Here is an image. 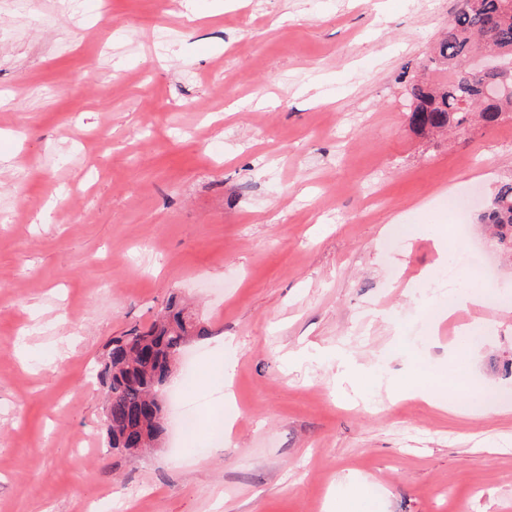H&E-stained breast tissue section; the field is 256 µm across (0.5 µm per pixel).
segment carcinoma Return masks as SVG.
I'll use <instances>...</instances> for the list:
<instances>
[{"label":"carcinoma","mask_w":512,"mask_h":512,"mask_svg":"<svg viewBox=\"0 0 512 512\" xmlns=\"http://www.w3.org/2000/svg\"><path fill=\"white\" fill-rule=\"evenodd\" d=\"M424 69L448 73L433 81L411 83V124L421 133L461 131L471 124L494 126L512 121V94L483 95L490 75L468 66L472 58L501 51L512 58V0H460ZM478 222L489 225L503 249L512 253V180L496 187ZM209 330L197 325L175 303L146 329H133L107 345V362L97 377L108 387L104 425L112 447L150 448L161 435L143 430L154 414L153 403L166 372H171L189 337Z\"/></svg>","instance_id":"carcinoma-1"}]
</instances>
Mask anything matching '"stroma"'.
Instances as JSON below:
<instances>
[{
	"label": "stroma",
	"mask_w": 512,
	"mask_h": 512,
	"mask_svg": "<svg viewBox=\"0 0 512 512\" xmlns=\"http://www.w3.org/2000/svg\"><path fill=\"white\" fill-rule=\"evenodd\" d=\"M187 1L188 27L180 0H0V512H512V258L475 222L512 121L410 124L458 0ZM460 199L491 300L432 337ZM174 296L209 334L161 448L130 459L95 367ZM228 342L226 434L203 376ZM401 379L494 401L459 417L391 400Z\"/></svg>",
	"instance_id": "1"
}]
</instances>
